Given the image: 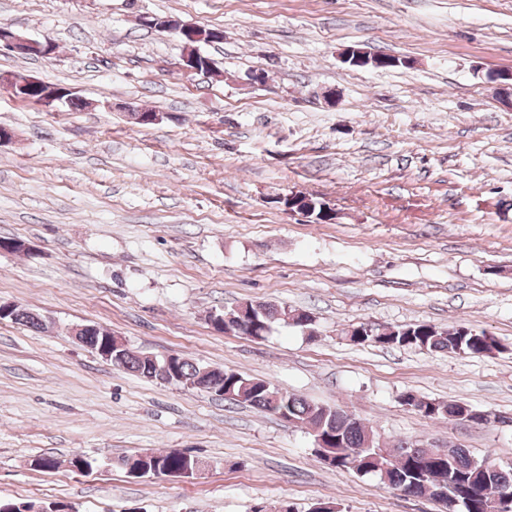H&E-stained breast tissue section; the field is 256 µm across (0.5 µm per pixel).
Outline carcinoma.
Instances as JSON below:
<instances>
[{"label":"carcinoma","instance_id":"carcinoma-1","mask_svg":"<svg viewBox=\"0 0 512 512\" xmlns=\"http://www.w3.org/2000/svg\"><path fill=\"white\" fill-rule=\"evenodd\" d=\"M222 326H214L219 332L247 335L249 327L239 322V314L231 309ZM289 315L288 311L275 304L265 302L261 310L254 312L258 329L271 330L273 325ZM4 318L15 323L40 330L44 320L33 316V310L22 305H13L3 313ZM345 339L354 345L375 344L383 347H402L418 351L448 352L459 355L483 356L496 346L495 338L486 331L461 329L452 326L443 328L427 322L383 329L365 327L359 323L346 331ZM123 369L149 381L160 384L166 380L151 373L149 357L127 352ZM176 372L192 383L201 375L204 366L189 358L181 357L175 363ZM224 386H214L215 395H224V400L246 403L260 411L276 415L286 410L288 423L297 428L318 432L326 439V448L312 449L317 458L332 457L334 468L354 472L361 476H374L384 484L407 496L427 497L441 502L448 491V484L464 488L471 495L461 500L459 512H490L503 497L512 496V469L505 470L494 461L478 460L461 447L412 448L408 442L399 441L392 448L385 445L380 435L340 408H332L309 401L301 396L284 392L263 378L244 377L231 370H221ZM406 404L424 417L431 419L457 420L460 402L429 401L415 394L406 393ZM188 464L187 453L173 449L153 456L146 463L149 469L160 472L179 470Z\"/></svg>","mask_w":512,"mask_h":512}]
</instances>
